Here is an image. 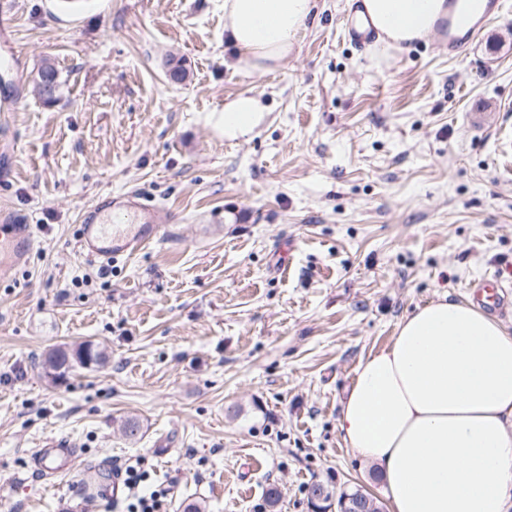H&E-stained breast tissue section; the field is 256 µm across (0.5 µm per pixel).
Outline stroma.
Here are the masks:
<instances>
[{
  "label": "stroma",
  "instance_id": "obj_1",
  "mask_svg": "<svg viewBox=\"0 0 512 512\" xmlns=\"http://www.w3.org/2000/svg\"><path fill=\"white\" fill-rule=\"evenodd\" d=\"M315 12L263 74L238 68L224 0H18L0 25V58L23 63L0 61L20 99L0 113V205L38 242L0 281V512H123L88 469L138 458L161 512H312L316 481L383 498L337 426L359 358L416 307L473 303L475 280L512 290V12L453 57L437 34L359 49L347 0ZM242 94L265 118L229 141L206 117ZM110 191L168 220L102 277L76 244ZM82 343L107 360L45 377L50 351ZM47 437L78 448L48 481Z\"/></svg>",
  "mask_w": 512,
  "mask_h": 512
}]
</instances>
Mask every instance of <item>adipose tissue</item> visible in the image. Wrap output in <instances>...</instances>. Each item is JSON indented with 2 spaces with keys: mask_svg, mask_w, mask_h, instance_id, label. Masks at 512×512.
I'll use <instances>...</instances> for the list:
<instances>
[{
  "mask_svg": "<svg viewBox=\"0 0 512 512\" xmlns=\"http://www.w3.org/2000/svg\"><path fill=\"white\" fill-rule=\"evenodd\" d=\"M357 20L396 47L432 35L446 0H363ZM315 0H224L239 67L265 73L288 57ZM241 95L209 121L225 138L263 122ZM338 428L359 462L376 465L391 512H512V332L480 308L445 298L397 323L360 357Z\"/></svg>",
  "mask_w": 512,
  "mask_h": 512,
  "instance_id": "adipose-tissue-1",
  "label": "adipose tissue"
}]
</instances>
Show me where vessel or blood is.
I'll list each match as a JSON object with an SVG mask.
<instances>
[{"label":"vessel or blood","mask_w":512,"mask_h":512,"mask_svg":"<svg viewBox=\"0 0 512 512\" xmlns=\"http://www.w3.org/2000/svg\"><path fill=\"white\" fill-rule=\"evenodd\" d=\"M162 221L159 209L140 203L134 195L106 193L84 209L78 247L87 259L108 263L152 241L161 231ZM0 223L11 228L10 235L0 237L2 278L25 260L35 239L29 225L16 223L3 207L0 208ZM73 458L70 443L50 437L36 450L33 462L48 476L58 474Z\"/></svg>","instance_id":"vessel-or-blood-1"}]
</instances>
